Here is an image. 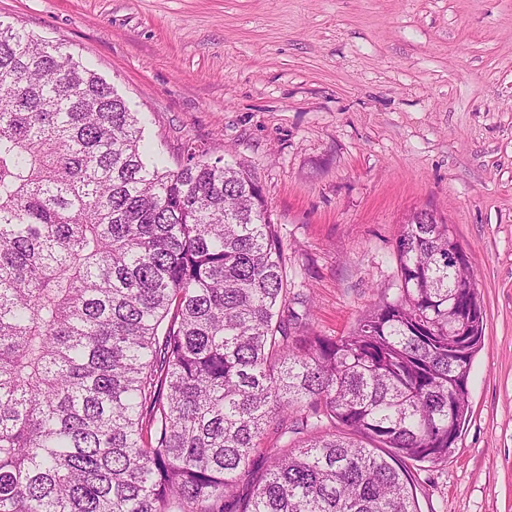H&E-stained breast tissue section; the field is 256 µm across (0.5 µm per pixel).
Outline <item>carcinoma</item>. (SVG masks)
<instances>
[{
    "label": "carcinoma",
    "mask_w": 512,
    "mask_h": 512,
    "mask_svg": "<svg viewBox=\"0 0 512 512\" xmlns=\"http://www.w3.org/2000/svg\"><path fill=\"white\" fill-rule=\"evenodd\" d=\"M426 219L397 296L317 334L254 175L149 159L110 83L0 21V512H418L484 339L448 360L483 304ZM270 429L299 439L258 472Z\"/></svg>",
    "instance_id": "obj_1"
}]
</instances>
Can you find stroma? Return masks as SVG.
I'll use <instances>...</instances> for the list:
<instances>
[{
  "instance_id": "obj_1",
  "label": "stroma",
  "mask_w": 512,
  "mask_h": 512,
  "mask_svg": "<svg viewBox=\"0 0 512 512\" xmlns=\"http://www.w3.org/2000/svg\"><path fill=\"white\" fill-rule=\"evenodd\" d=\"M143 118L263 187L288 302L326 336L398 286L395 242L437 212L486 313L448 458L411 464L418 512H512V0H0Z\"/></svg>"
}]
</instances>
